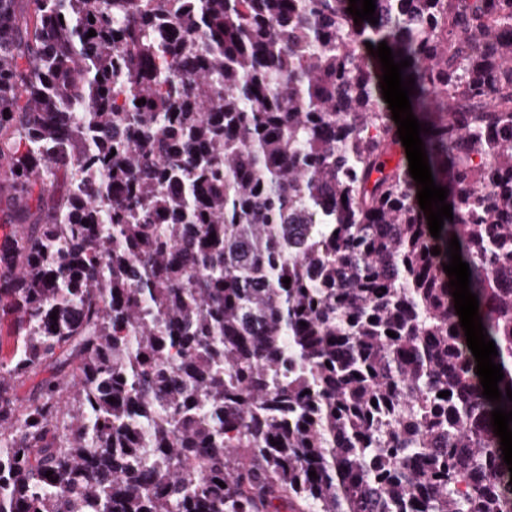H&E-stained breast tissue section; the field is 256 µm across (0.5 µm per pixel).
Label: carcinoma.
<instances>
[{"instance_id": "carcinoma-1", "label": "carcinoma", "mask_w": 512, "mask_h": 512, "mask_svg": "<svg viewBox=\"0 0 512 512\" xmlns=\"http://www.w3.org/2000/svg\"><path fill=\"white\" fill-rule=\"evenodd\" d=\"M375 4L0 0V512H512V0Z\"/></svg>"}]
</instances>
